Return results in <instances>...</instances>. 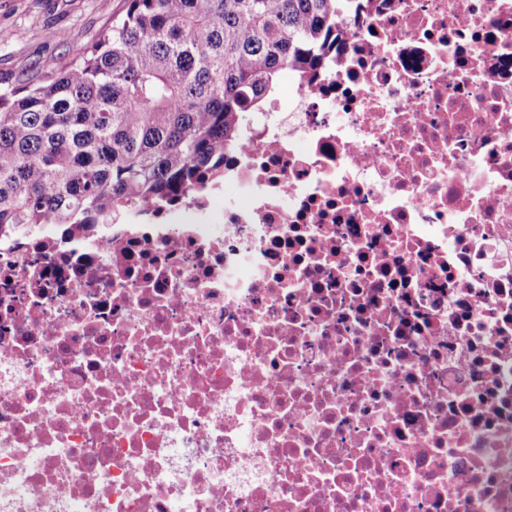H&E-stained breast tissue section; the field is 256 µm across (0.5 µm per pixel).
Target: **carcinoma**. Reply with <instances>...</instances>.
Here are the masks:
<instances>
[{"label":"carcinoma","instance_id":"carcinoma-1","mask_svg":"<svg viewBox=\"0 0 512 512\" xmlns=\"http://www.w3.org/2000/svg\"><path fill=\"white\" fill-rule=\"evenodd\" d=\"M347 0H126L47 84L0 92V237L118 224L224 178L246 112L336 47Z\"/></svg>","mask_w":512,"mask_h":512}]
</instances>
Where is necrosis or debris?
Masks as SVG:
<instances>
[{
    "mask_svg": "<svg viewBox=\"0 0 512 512\" xmlns=\"http://www.w3.org/2000/svg\"><path fill=\"white\" fill-rule=\"evenodd\" d=\"M224 184L0 239V512H512V0H358Z\"/></svg>",
    "mask_w": 512,
    "mask_h": 512,
    "instance_id": "1",
    "label": "necrosis or debris"
}]
</instances>
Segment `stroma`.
<instances>
[{
    "label": "stroma",
    "instance_id": "35a3bbf8",
    "mask_svg": "<svg viewBox=\"0 0 512 512\" xmlns=\"http://www.w3.org/2000/svg\"><path fill=\"white\" fill-rule=\"evenodd\" d=\"M125 0H0V91L49 79L72 47L123 13Z\"/></svg>",
    "mask_w": 512,
    "mask_h": 512
}]
</instances>
